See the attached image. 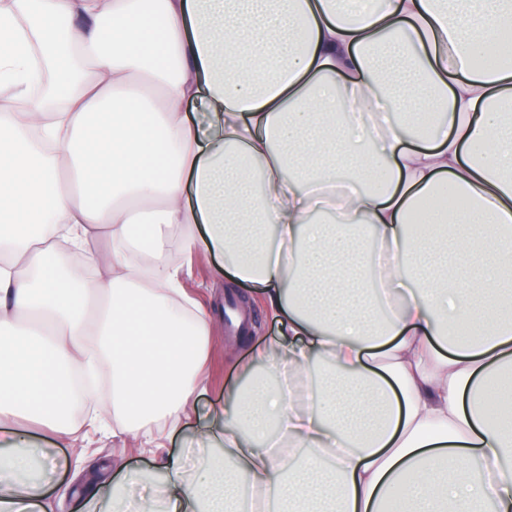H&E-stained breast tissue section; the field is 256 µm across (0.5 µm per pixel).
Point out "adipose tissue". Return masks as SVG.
I'll return each instance as SVG.
<instances>
[{
  "instance_id": "adipose-tissue-1",
  "label": "adipose tissue",
  "mask_w": 512,
  "mask_h": 512,
  "mask_svg": "<svg viewBox=\"0 0 512 512\" xmlns=\"http://www.w3.org/2000/svg\"><path fill=\"white\" fill-rule=\"evenodd\" d=\"M0 512H46L94 363L131 437L219 444L101 479L80 512H512V0H6ZM465 199L410 224L446 188ZM284 336L195 414L212 338L172 231ZM105 235L106 248L88 252ZM244 477L238 485L236 477Z\"/></svg>"
}]
</instances>
